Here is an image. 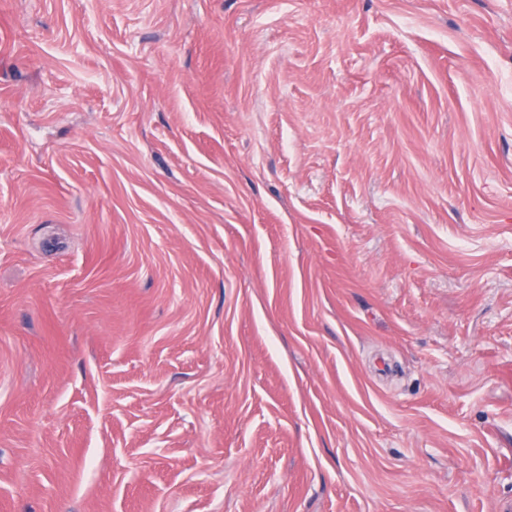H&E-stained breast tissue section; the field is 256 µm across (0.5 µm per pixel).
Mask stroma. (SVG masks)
I'll return each mask as SVG.
<instances>
[{
    "mask_svg": "<svg viewBox=\"0 0 512 512\" xmlns=\"http://www.w3.org/2000/svg\"><path fill=\"white\" fill-rule=\"evenodd\" d=\"M512 505V0H0V512Z\"/></svg>",
    "mask_w": 512,
    "mask_h": 512,
    "instance_id": "obj_1",
    "label": "stroma"
}]
</instances>
